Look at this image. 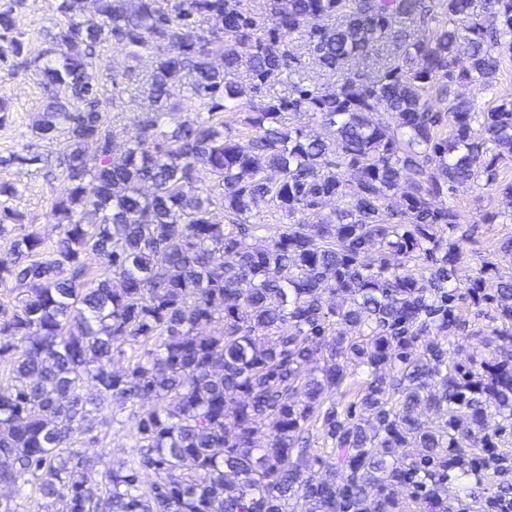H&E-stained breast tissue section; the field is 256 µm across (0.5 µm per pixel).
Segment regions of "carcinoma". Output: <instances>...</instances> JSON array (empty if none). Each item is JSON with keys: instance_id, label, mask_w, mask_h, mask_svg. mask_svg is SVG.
Masks as SVG:
<instances>
[{"instance_id": "obj_1", "label": "carcinoma", "mask_w": 512, "mask_h": 512, "mask_svg": "<svg viewBox=\"0 0 512 512\" xmlns=\"http://www.w3.org/2000/svg\"><path fill=\"white\" fill-rule=\"evenodd\" d=\"M80 2L59 0L65 22L40 69L35 132L66 142L52 249L6 206L20 184L0 183V284L16 292L0 313L12 381L0 386V488L23 484L53 512L512 507V483L481 455L512 435V237L459 288L461 214L433 203L483 177L512 220V181H499L512 98L483 108L451 89L491 87L512 59V0H93L78 18ZM0 30V52L27 71L11 4ZM105 42L138 62L112 72V89L135 82L153 105L119 154L96 65ZM272 82L281 89L262 93ZM186 106L195 116L170 122ZM289 111L331 137L286 124ZM328 200L339 205L325 211ZM260 202L280 216L263 247L251 244ZM461 299L490 324L467 326ZM477 335L488 356L451 357L448 337ZM149 341L113 369L119 345ZM352 364L362 378L345 403ZM106 400L132 422L129 461L75 446L112 424ZM452 477L466 499L448 497Z\"/></svg>"}]
</instances>
